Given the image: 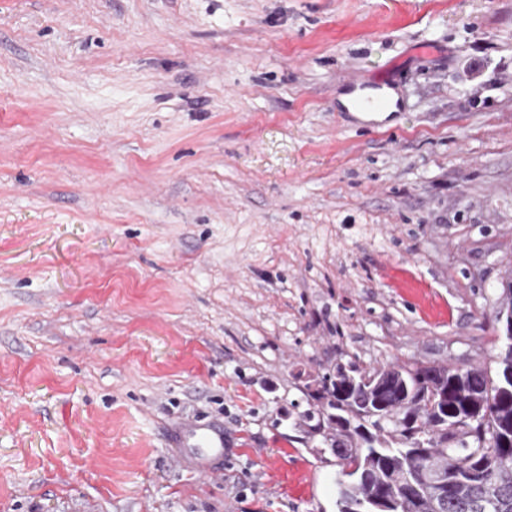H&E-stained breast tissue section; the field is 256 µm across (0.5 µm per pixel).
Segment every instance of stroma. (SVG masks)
<instances>
[{
	"label": "stroma",
	"mask_w": 512,
	"mask_h": 512,
	"mask_svg": "<svg viewBox=\"0 0 512 512\" xmlns=\"http://www.w3.org/2000/svg\"><path fill=\"white\" fill-rule=\"evenodd\" d=\"M510 276L512 0H0V512H336L308 384L495 373ZM171 445L180 459L195 462L197 473L208 477L213 465L224 460V425L210 422H178L171 430Z\"/></svg>",
	"instance_id": "stroma-1"
}]
</instances>
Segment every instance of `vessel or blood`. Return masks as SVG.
<instances>
[{"label":"vessel or blood","instance_id":"obj_1","mask_svg":"<svg viewBox=\"0 0 512 512\" xmlns=\"http://www.w3.org/2000/svg\"><path fill=\"white\" fill-rule=\"evenodd\" d=\"M170 441L179 458L193 461L203 477L213 475L215 463L224 456V427L217 423H176Z\"/></svg>","mask_w":512,"mask_h":512}]
</instances>
